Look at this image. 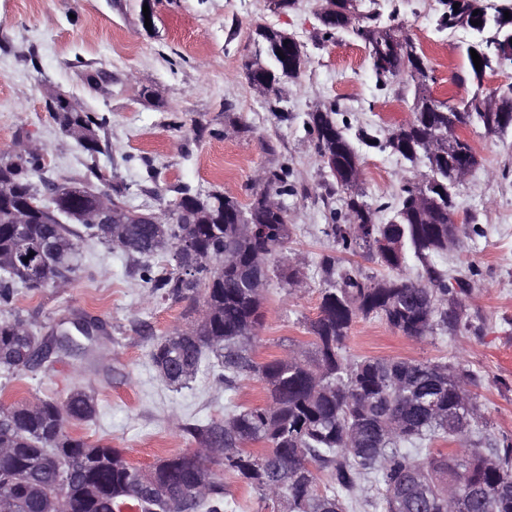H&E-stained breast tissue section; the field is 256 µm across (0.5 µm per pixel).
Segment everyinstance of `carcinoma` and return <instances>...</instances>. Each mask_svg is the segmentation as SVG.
Segmentation results:
<instances>
[{"label":"carcinoma","mask_w":512,"mask_h":512,"mask_svg":"<svg viewBox=\"0 0 512 512\" xmlns=\"http://www.w3.org/2000/svg\"><path fill=\"white\" fill-rule=\"evenodd\" d=\"M483 9V0H458V9L444 11L437 27L479 20ZM489 24L494 38L479 46L482 70L465 50L475 82L512 52V18ZM323 26L329 35L350 29L363 38L381 80L397 78L414 64L380 40L387 26L373 9L336 15ZM255 35L264 57L246 59L243 68L250 84L269 95L281 79L300 75L306 55L296 52L298 69L290 72L280 56L288 34L259 25ZM482 99L478 88L461 102V111L450 114L447 104L424 94L412 117L385 143H371L411 163L422 156L428 161L427 178L402 186L400 208L386 222L357 190L360 157L336 111L308 113L319 157H329L345 176L337 184L345 223L330 225L329 233L344 251H361L397 276L373 278L357 267L338 266L332 254L322 256L325 287L319 316L308 327L311 340L267 362L254 356L264 320L263 292L249 277L261 263L269 276L271 261L287 248L288 214L267 199L290 192L288 170L262 177L263 190L246 206L220 192L194 194L183 187L178 194L194 195V203L170 208L158 223L112 225L92 220L96 191L81 183L57 189L41 179V153L25 150L0 158V184L12 186V194L0 198V312L11 309L17 289L54 286L74 273L84 242L103 240L130 259L171 252L175 269L144 264L140 279L175 301L202 295L204 314L153 346L151 360L161 381L182 387L204 367L227 393L251 378L268 391L263 406L235 405L222 421L187 428L198 447L148 470L131 463L121 448L65 430L67 423L88 422L96 414L94 398L80 388L63 401L1 402L0 512H226L232 504L224 479L210 467L215 447L224 449V469L247 488L277 499L282 512H357L358 492L367 484L383 489L374 504L379 512H512V437L490 432L472 390L473 372L442 362L356 359L347 351L358 317L378 316L414 341L461 324L469 280L449 279L429 265V257L448 252L465 232L448 223V209L454 207L448 185L458 157L446 151L430 156L424 141L448 128L450 116L491 135L507 132L497 113L478 110ZM54 119L64 132L80 133L90 159L101 153L98 131L104 119L76 108L54 113ZM29 201L38 209L28 223H12ZM73 207L84 211L80 227L48 223L51 215H67ZM197 214L201 223H184ZM244 220L263 234L249 235ZM47 239L51 250L38 265L21 260L24 252H39ZM186 240L188 252L180 250ZM409 252L420 264L413 278L402 274ZM37 342L20 316L0 317V369H34L38 362L31 351ZM439 440L461 447L435 452Z\"/></svg>","instance_id":"cac0c4a2"}]
</instances>
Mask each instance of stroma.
I'll return each mask as SVG.
<instances>
[{
    "label": "stroma",
    "mask_w": 512,
    "mask_h": 512,
    "mask_svg": "<svg viewBox=\"0 0 512 512\" xmlns=\"http://www.w3.org/2000/svg\"><path fill=\"white\" fill-rule=\"evenodd\" d=\"M141 0H0V157L21 143L41 147L45 180H103L126 188L125 202L160 213L180 187L218 191L246 205L261 191L258 173L287 169L294 192L282 199L290 242L281 268L300 271L303 284L289 291L271 279L264 291L265 323L257 359L284 355L307 341L319 313L322 255H342L328 233L343 214L341 192L324 168L306 119L334 107L349 128L361 159L359 188L390 219L402 185L424 172L387 151L357 143L360 129L386 139L410 119L418 87L413 81L377 82L365 42L352 32L326 37L318 19L321 0H296L285 13L268 0H155L154 24L140 18ZM394 20L428 60L430 95L470 97L475 83L465 47L469 33L438 30L442 0H361ZM287 32L303 47L307 63L298 77L282 79L277 94L259 95L243 70L255 56L256 26ZM65 96L73 106L107 123L101 154L89 160L61 131L47 105ZM479 164L453 190L460 223L471 225L458 247L433 257L451 276L469 274L465 314L470 329H439L416 342L381 319L359 318L349 353L442 361L473 371L478 399L497 435H512V130L501 136L467 130ZM39 337L58 324L89 316L104 330L89 343L87 358L50 357L42 368L11 375L0 371V400L65 399L83 387L97 403L86 423L68 424L76 437L123 449L132 463L157 461L195 447L185 427L220 421L230 400L210 375L188 386L163 383L150 359L154 344L199 316L189 303L150 292L137 264L94 241L64 288L18 289L13 303Z\"/></svg>",
    "instance_id": "35a3bbf8"
}]
</instances>
